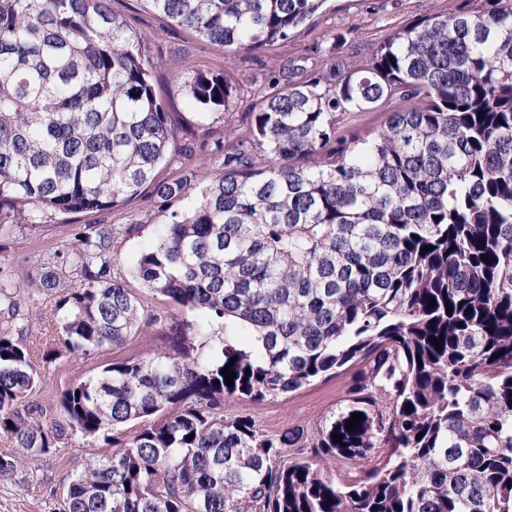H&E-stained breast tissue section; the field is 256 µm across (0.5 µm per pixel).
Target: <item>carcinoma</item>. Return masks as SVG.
Listing matches in <instances>:
<instances>
[{
    "label": "carcinoma",
    "instance_id": "obj_1",
    "mask_svg": "<svg viewBox=\"0 0 512 512\" xmlns=\"http://www.w3.org/2000/svg\"><path fill=\"white\" fill-rule=\"evenodd\" d=\"M144 2L220 53L285 41L323 5ZM156 66L109 0H0V225L110 214L146 192L164 220L131 276L181 312L168 349L103 365L52 412L39 360L161 321L114 275L132 225L103 219L37 276L1 280L0 436L16 452L0 476L79 436L116 451L49 488L58 512H512V0L411 21L334 80L275 77L240 125L223 72H183L187 101L220 124L218 178L159 177L193 148ZM395 101L380 129L341 134L344 116ZM192 188L189 211L166 213ZM25 289L57 299L39 355ZM347 368L346 406L308 458L285 465L252 418L224 417L230 397L261 403ZM373 448L386 454L352 482L329 475Z\"/></svg>",
    "mask_w": 512,
    "mask_h": 512
}]
</instances>
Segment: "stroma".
Listing matches in <instances>:
<instances>
[{"mask_svg": "<svg viewBox=\"0 0 512 512\" xmlns=\"http://www.w3.org/2000/svg\"><path fill=\"white\" fill-rule=\"evenodd\" d=\"M461 0H326L324 6L294 35L284 42L257 51L218 54L195 36L151 12L144 0H110L114 13L129 20L135 30L147 38V50L157 60L153 72L157 89L167 101L168 111L177 114L184 137L191 140L196 164L219 176L221 169L211 158L213 139L205 133L206 119L189 107L182 92L172 83V72L181 70H221L237 88V118L258 111L263 103L259 92L280 66L302 68L312 75L321 62L368 63L378 45L395 28L425 16L452 12ZM101 219L97 213L73 215L68 224H8L0 228V280L17 277L21 271L40 268L47 256L65 253L76 232ZM111 220L117 224L135 223V230L114 245L119 257L117 271L129 277L139 253L156 238L159 221L150 196H142L127 210L116 211ZM166 340L160 328L146 329L124 345L104 348L90 355H67L43 365L38 397L51 403L77 381L87 379L107 363H119L149 357L164 349ZM352 374L343 371L320 379L301 390L270 398L256 404L244 397L227 399L224 415L233 418L251 416L260 432L279 438L285 444L286 460H293L315 428L344 407ZM101 447L72 437L60 454L28 461L27 474L60 485L82 470L93 457L102 455ZM0 512H54L52 499L25 487L17 478H0Z\"/></svg>", "mask_w": 512, "mask_h": 512, "instance_id": "1", "label": "stroma"}]
</instances>
